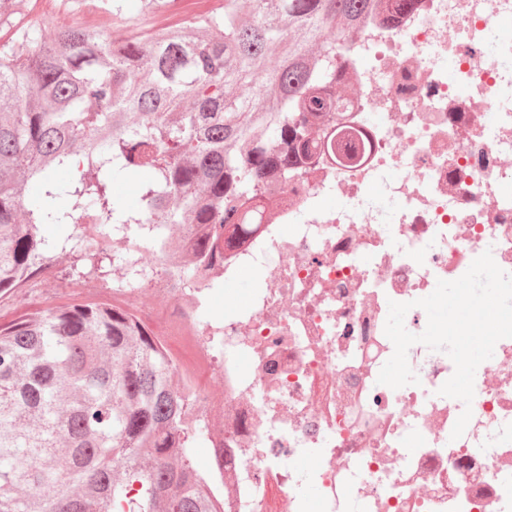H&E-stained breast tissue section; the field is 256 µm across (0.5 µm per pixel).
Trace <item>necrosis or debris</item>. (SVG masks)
Listing matches in <instances>:
<instances>
[{"label": "necrosis or debris", "instance_id": "obj_1", "mask_svg": "<svg viewBox=\"0 0 512 512\" xmlns=\"http://www.w3.org/2000/svg\"><path fill=\"white\" fill-rule=\"evenodd\" d=\"M512 0H415L377 13L336 78L337 139L283 186L260 229L224 253L223 281L259 270L248 305L201 320L215 295L184 280L161 235L151 256L158 309L179 314L177 368L202 414L221 417L225 512H512V338L475 373L472 416L441 396L445 352L413 344L417 383L378 375L394 353L390 302L416 307L438 281L491 252L512 274ZM336 206H329V199ZM221 379L215 393L202 375ZM320 490L318 504L303 495Z\"/></svg>", "mask_w": 512, "mask_h": 512}]
</instances>
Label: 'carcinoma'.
I'll return each instance as SVG.
<instances>
[{"label": "carcinoma", "instance_id": "cac0c4a2", "mask_svg": "<svg viewBox=\"0 0 512 512\" xmlns=\"http://www.w3.org/2000/svg\"><path fill=\"white\" fill-rule=\"evenodd\" d=\"M413 0H218L189 29L114 41L69 27L0 46V298L67 251L48 224H98L83 260L165 226L191 280L224 266V243L256 230L253 203L288 182L334 120L336 82L374 9ZM157 0H118L131 17ZM275 56L279 65L259 72ZM70 171L60 181L56 173ZM139 184L140 206L112 193ZM194 235L183 252V238ZM161 342L121 306L76 304L0 325V512H219L224 489L198 470L202 419Z\"/></svg>", "mask_w": 512, "mask_h": 512}]
</instances>
